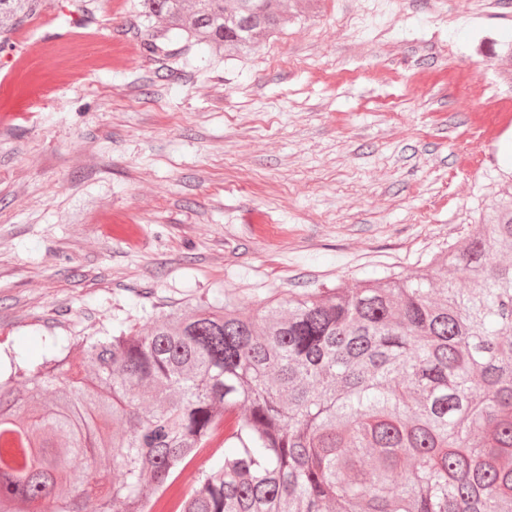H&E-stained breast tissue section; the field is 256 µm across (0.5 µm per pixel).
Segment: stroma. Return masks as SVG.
<instances>
[{
    "mask_svg": "<svg viewBox=\"0 0 512 512\" xmlns=\"http://www.w3.org/2000/svg\"><path fill=\"white\" fill-rule=\"evenodd\" d=\"M89 56L0 76V351L187 300L249 308L424 266L512 189V0H321L250 56L157 79L138 0H85Z\"/></svg>",
    "mask_w": 512,
    "mask_h": 512,
    "instance_id": "stroma-1",
    "label": "stroma"
}]
</instances>
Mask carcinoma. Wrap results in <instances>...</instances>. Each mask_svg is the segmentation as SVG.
Returning a JSON list of instances; mask_svg holds the SVG:
<instances>
[{
	"label": "carcinoma",
	"mask_w": 512,
	"mask_h": 512,
	"mask_svg": "<svg viewBox=\"0 0 512 512\" xmlns=\"http://www.w3.org/2000/svg\"><path fill=\"white\" fill-rule=\"evenodd\" d=\"M38 0H0V49ZM144 49L245 57L282 0H139ZM512 194L410 276L256 309L185 302L44 354L0 382V505L82 512L74 459L117 467L100 512H512ZM94 373L65 383L72 348Z\"/></svg>",
	"instance_id": "1"
}]
</instances>
